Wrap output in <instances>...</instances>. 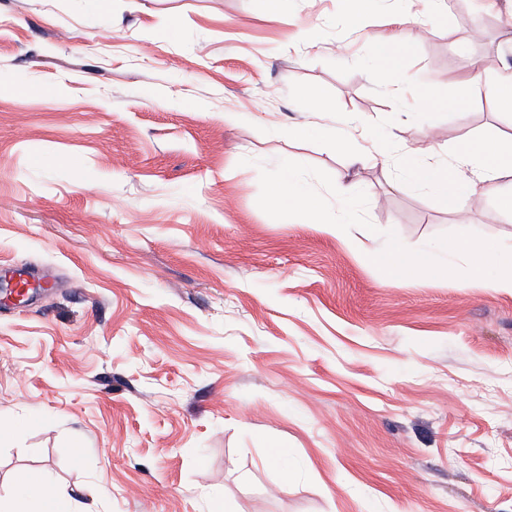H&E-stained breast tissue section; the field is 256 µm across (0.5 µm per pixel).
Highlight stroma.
I'll return each mask as SVG.
<instances>
[{"instance_id":"1","label":"stroma","mask_w":512,"mask_h":512,"mask_svg":"<svg viewBox=\"0 0 512 512\" xmlns=\"http://www.w3.org/2000/svg\"><path fill=\"white\" fill-rule=\"evenodd\" d=\"M394 8L360 25L345 0H0V266L55 283L0 303V496L38 469L81 500L106 488L99 512H209L215 491L223 512H512V293L361 255L375 229L512 243L496 183L462 221L400 160L512 136L492 84L512 0H442L425 39ZM475 13L496 19L480 42ZM391 33L406 50L383 79ZM421 90L433 111L408 110ZM340 113L397 155L353 174L373 227L352 249L257 205L260 165L344 173L322 135H288Z\"/></svg>"}]
</instances>
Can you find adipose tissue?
Masks as SVG:
<instances>
[{
	"label": "adipose tissue",
	"instance_id": "obj_1",
	"mask_svg": "<svg viewBox=\"0 0 512 512\" xmlns=\"http://www.w3.org/2000/svg\"><path fill=\"white\" fill-rule=\"evenodd\" d=\"M475 165L480 180L499 184V199L505 210H512V140H466L459 151L456 165L448 166L414 161L408 166L410 180L423 188L437 191L451 211L464 213L462 183L464 167ZM0 512H80L77 502L68 494L48 489L44 472L31 473L9 500L0 499Z\"/></svg>",
	"mask_w": 512,
	"mask_h": 512
}]
</instances>
